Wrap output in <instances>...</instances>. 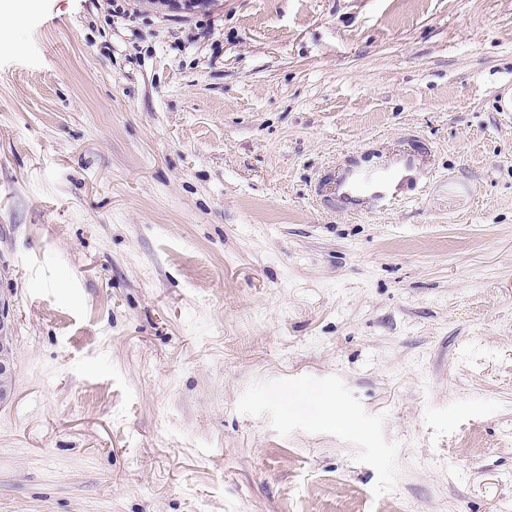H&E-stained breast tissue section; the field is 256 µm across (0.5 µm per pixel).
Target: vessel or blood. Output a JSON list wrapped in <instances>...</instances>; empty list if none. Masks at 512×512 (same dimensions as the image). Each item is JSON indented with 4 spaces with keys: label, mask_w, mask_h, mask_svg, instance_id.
<instances>
[{
    "label": "vessel or blood",
    "mask_w": 512,
    "mask_h": 512,
    "mask_svg": "<svg viewBox=\"0 0 512 512\" xmlns=\"http://www.w3.org/2000/svg\"><path fill=\"white\" fill-rule=\"evenodd\" d=\"M416 172V156L411 152L391 162L355 161L337 183L319 184L316 192L334 194L337 208L346 212L365 207L384 209L399 200L404 185L415 180Z\"/></svg>",
    "instance_id": "vessel-or-blood-1"
}]
</instances>
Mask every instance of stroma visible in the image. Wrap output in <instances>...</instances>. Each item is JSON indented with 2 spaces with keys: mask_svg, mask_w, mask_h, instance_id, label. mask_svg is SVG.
Wrapping results in <instances>:
<instances>
[{
  "mask_svg": "<svg viewBox=\"0 0 512 512\" xmlns=\"http://www.w3.org/2000/svg\"><path fill=\"white\" fill-rule=\"evenodd\" d=\"M10 26L0 512H512V0ZM418 141L389 209L315 196ZM10 330L5 309L0 310V404L10 399L12 394L13 359L9 344Z\"/></svg>",
  "mask_w": 512,
  "mask_h": 512,
  "instance_id": "obj_1",
  "label": "stroma"
}]
</instances>
